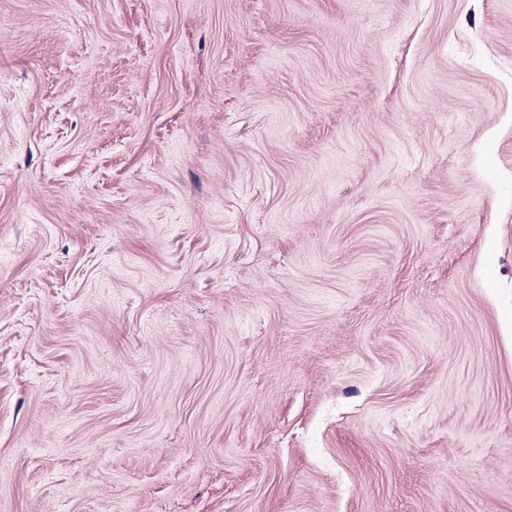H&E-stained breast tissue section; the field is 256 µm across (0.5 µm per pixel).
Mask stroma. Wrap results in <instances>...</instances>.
Wrapping results in <instances>:
<instances>
[{
    "label": "stroma",
    "mask_w": 512,
    "mask_h": 512,
    "mask_svg": "<svg viewBox=\"0 0 512 512\" xmlns=\"http://www.w3.org/2000/svg\"><path fill=\"white\" fill-rule=\"evenodd\" d=\"M0 512H512V0H0Z\"/></svg>",
    "instance_id": "35a3bbf8"
}]
</instances>
